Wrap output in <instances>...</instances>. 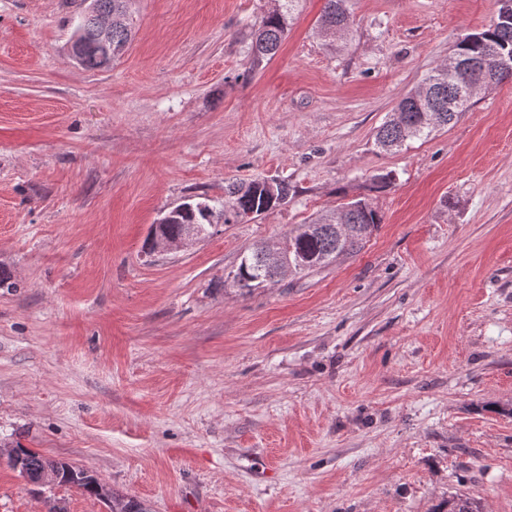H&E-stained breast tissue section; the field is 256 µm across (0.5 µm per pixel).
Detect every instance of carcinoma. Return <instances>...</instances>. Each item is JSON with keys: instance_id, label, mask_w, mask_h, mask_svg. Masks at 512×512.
I'll list each match as a JSON object with an SVG mask.
<instances>
[{"instance_id": "obj_1", "label": "carcinoma", "mask_w": 512, "mask_h": 512, "mask_svg": "<svg viewBox=\"0 0 512 512\" xmlns=\"http://www.w3.org/2000/svg\"><path fill=\"white\" fill-rule=\"evenodd\" d=\"M299 0H274V7L261 20L253 34L251 55L254 65L273 58L288 33L295 3ZM350 0H324L320 17L319 34L334 35V29L350 27ZM133 36L130 23L112 28V43L102 45L91 25L75 30L72 47L79 49V63L91 70L111 67ZM454 55L474 65H495L499 59H507L510 65L500 67L492 74V85L512 79V16L496 18L484 30L470 33L456 43ZM423 84L409 92L397 104L394 114L377 131L376 142L381 149L392 151L414 138H427L434 131L451 124L460 114L468 111L473 99L464 98L457 104L458 89L448 87V74L444 67L433 68ZM275 191H269L260 179L248 182H232L224 186V205L217 211L206 201L186 202L184 209L169 223L160 227V233L170 239L183 236L190 224L196 225L198 234H209L213 219H224L226 224H241L244 217L257 218L284 204L288 198V185L276 181ZM346 227L338 232L332 219L322 216L311 224H299L284 238L286 248L272 254L260 245L244 255L234 275V282L241 288H254L275 282L278 269L283 264L311 272L325 267L341 257L353 256L364 247L367 239L381 223L378 212L363 198L347 204ZM29 476L46 467L58 469L62 475L60 484L76 488L92 497L100 491L112 495L115 512H150L144 502L120 495L107 489L98 475H87L83 467L71 462L45 457L27 448H20ZM436 512H478L477 502L467 496H455L442 502Z\"/></svg>"}]
</instances>
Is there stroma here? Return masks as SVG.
Masks as SVG:
<instances>
[{
	"mask_svg": "<svg viewBox=\"0 0 512 512\" xmlns=\"http://www.w3.org/2000/svg\"><path fill=\"white\" fill-rule=\"evenodd\" d=\"M301 0H133L122 56H72L89 0H0V448L87 467L152 512H512V80L448 127L377 129L499 0H353L343 49ZM392 173L388 186L377 174ZM286 203L150 252L230 181ZM364 197L356 256L251 290L234 274ZM106 512L0 459V512ZM299 0H274V7L261 20L253 34L251 55L253 65L273 58L280 49L288 33L295 3Z\"/></svg>",
	"mask_w": 512,
	"mask_h": 512,
	"instance_id": "1",
	"label": "stroma"
}]
</instances>
